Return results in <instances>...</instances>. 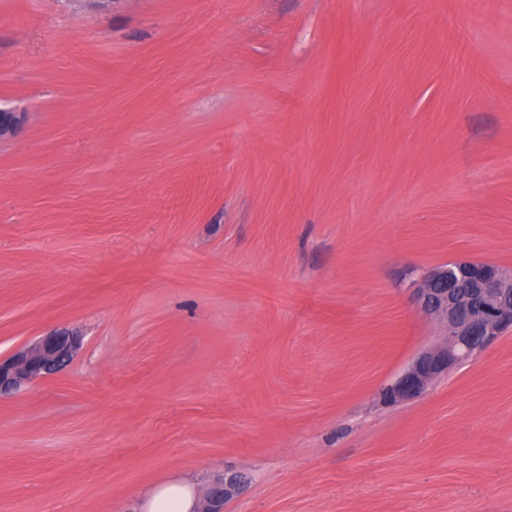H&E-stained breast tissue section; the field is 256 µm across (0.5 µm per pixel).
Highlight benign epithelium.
<instances>
[{"instance_id": "benign-epithelium-1", "label": "benign epithelium", "mask_w": 512, "mask_h": 512, "mask_svg": "<svg viewBox=\"0 0 512 512\" xmlns=\"http://www.w3.org/2000/svg\"><path fill=\"white\" fill-rule=\"evenodd\" d=\"M29 114L0 107V141L12 139ZM417 311L445 331L442 340L421 349L402 373L384 387V402L399 405L417 399L453 368L512 331V272L480 260H452L412 282ZM82 336L55 329L0 358V398L18 393L66 368L81 350ZM244 472L226 470L191 512H224L245 483Z\"/></svg>"}]
</instances>
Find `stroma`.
I'll return each mask as SVG.
<instances>
[{
  "mask_svg": "<svg viewBox=\"0 0 512 512\" xmlns=\"http://www.w3.org/2000/svg\"><path fill=\"white\" fill-rule=\"evenodd\" d=\"M0 512H512V333L395 406L409 292L512 269V0H0ZM28 112L0 107V141L12 139L28 122ZM82 336L55 329L0 358V398L14 395L66 368L81 350ZM246 482L244 472L224 470V477L215 479L203 497L195 498L193 508L192 497L182 491L169 508L163 507L168 500L165 499V493L155 496L152 512H224L226 505L238 496Z\"/></svg>",
  "mask_w": 512,
  "mask_h": 512,
  "instance_id": "1",
  "label": "stroma"
}]
</instances>
